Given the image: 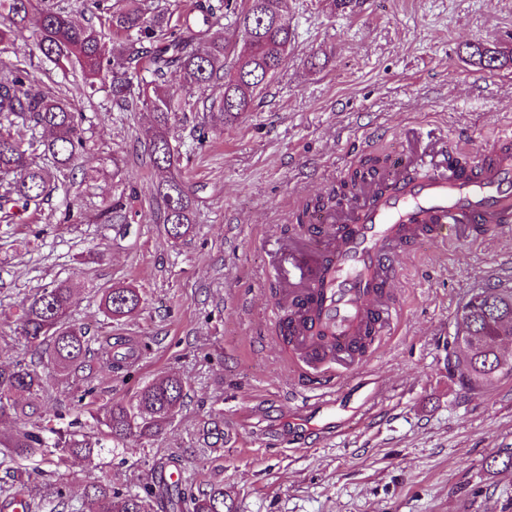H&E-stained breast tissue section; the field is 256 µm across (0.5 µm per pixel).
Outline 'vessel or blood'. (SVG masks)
<instances>
[{"label":"vessel or blood","mask_w":512,"mask_h":512,"mask_svg":"<svg viewBox=\"0 0 512 512\" xmlns=\"http://www.w3.org/2000/svg\"><path fill=\"white\" fill-rule=\"evenodd\" d=\"M313 223L315 233L279 246L269 275L290 317L293 396L307 424L331 437L342 378L360 371L398 320L400 257L426 240H473L477 224L512 229V140L496 141L470 167L444 147L418 162L396 156L385 180H367L357 199Z\"/></svg>","instance_id":"b4317fda"}]
</instances>
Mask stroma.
Segmentation results:
<instances>
[{
    "mask_svg": "<svg viewBox=\"0 0 512 512\" xmlns=\"http://www.w3.org/2000/svg\"><path fill=\"white\" fill-rule=\"evenodd\" d=\"M288 21V60L237 125L198 148L200 114L181 116L175 134L196 224L178 240L160 219L143 155L151 113L115 110L103 92L86 97L80 73L41 62L31 36L0 51L25 62L35 85L70 99L88 144L69 196L0 211V361L31 360L15 333L21 303L67 279L77 290L72 316L91 339L88 367L67 378L43 365L41 406L87 424L88 413L65 405L67 393L89 384L97 404L131 402L160 377L188 380L158 438L42 463L28 483H66L77 506L87 483L134 493L176 454L184 482L223 487L233 512H512V468L487 466L512 452V376L470 389L448 366L461 306L479 289L512 288V235L405 256L398 324L348 380L379 389L373 415L352 401L343 432L327 440L308 430L298 447L282 434L301 415L288 398L292 370L268 276L293 213L365 158L435 141L473 152L512 134V64L484 71L463 51L475 42L512 54V0H359L345 10L288 0ZM69 197L82 217L64 223ZM119 200L130 222L117 228L100 215ZM117 285L144 298L119 321L99 309ZM120 338L143 348L124 373L101 362Z\"/></svg>",
    "mask_w": 512,
    "mask_h": 512,
    "instance_id": "35a3bbf8",
    "label": "stroma"
}]
</instances>
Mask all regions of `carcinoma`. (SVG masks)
<instances>
[{
	"instance_id": "obj_1",
	"label": "carcinoma",
	"mask_w": 512,
	"mask_h": 512,
	"mask_svg": "<svg viewBox=\"0 0 512 512\" xmlns=\"http://www.w3.org/2000/svg\"><path fill=\"white\" fill-rule=\"evenodd\" d=\"M95 8L112 28L111 39L90 23L72 18L61 0H0V45L18 32L33 28L32 37L42 55L58 68L80 70L85 95L92 97L108 89L112 103L122 112L146 108L154 114V126L145 131L147 150L158 182L154 191L163 206L162 223L170 237L178 239L192 229L194 193L177 174L180 153L171 138L177 113L202 104L198 141L205 131H224L251 111L260 93L288 60L294 31L286 15V0H195L176 24L164 10L150 11L141 0H93ZM226 18L241 32L244 48L234 60L233 73L224 74L231 52L218 30ZM465 53L475 65L493 71L509 57L482 43L465 44ZM178 75L187 98L176 101L166 90L169 76ZM222 82L217 97L194 100L211 84ZM40 128L44 136L28 145L17 141V124ZM87 150L82 118L66 100L35 87L22 62L0 60V210L6 206L38 210L53 195L68 191L67 182L76 162ZM388 158L369 156L360 166L374 177L385 174ZM359 170L341 184V189L319 195L307 203L296 222L307 223L309 212L324 211L345 199L357 185ZM76 289L66 281L39 288L23 300L18 334L35 348L48 350L50 360L63 371L74 372L90 352L87 331L71 321ZM141 293L117 287L101 299L100 307L110 319L128 318L142 307ZM463 356L454 361L462 383L480 388L503 375L512 374V362L501 357V349L512 343V289L493 288L474 294L457 316ZM141 347L117 341L106 351L107 362L116 370L130 368ZM44 376L20 362L0 364V419L19 423L18 429L0 437V466L11 472L17 461L89 455L106 441L119 443L131 436L155 438L178 413L187 380L171 374L144 386L136 404L111 401L96 413L101 436L92 439L79 430V421L65 428L50 426L51 416L35 404L45 388ZM51 512L72 508L63 486L49 485L42 499L29 504ZM167 504L181 512H231L224 503V488L208 492L171 488L164 481L112 500V489L90 483L83 491L81 512H153L154 504Z\"/></svg>"
}]
</instances>
